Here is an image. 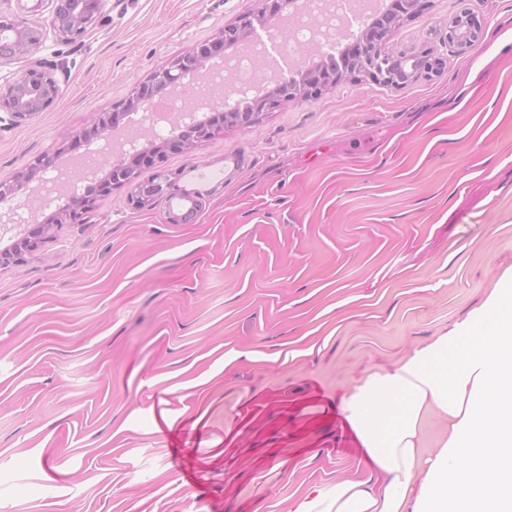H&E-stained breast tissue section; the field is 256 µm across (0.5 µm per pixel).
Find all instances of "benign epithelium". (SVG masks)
<instances>
[{"label":"benign epithelium","mask_w":512,"mask_h":512,"mask_svg":"<svg viewBox=\"0 0 512 512\" xmlns=\"http://www.w3.org/2000/svg\"><path fill=\"white\" fill-rule=\"evenodd\" d=\"M48 2L52 5L51 26L65 42L77 40L88 28L96 25L104 5V0H89V9L76 13L73 0ZM258 2L261 3L258 12L239 15L210 38L196 44L191 53L155 70L150 80L138 84L127 98L114 104L110 114L113 121H108L105 113L98 115L91 125L63 147V151L68 152L78 142H87L90 134L101 142L100 156L107 162L83 172L82 179L91 181L87 188L73 193L69 181L64 188H59L60 175L53 174L57 169L56 156L44 154L30 161L13 179L0 181V199L22 196L34 180L38 181L41 189L51 183L55 189L42 196V207L53 210L55 216L62 214L72 220L78 216V210L89 207L95 198L110 194L116 186L129 185L132 187V204L139 209L150 208L157 197L178 193V174L166 169L162 159L168 153L190 152L199 139L210 134V126L202 125L198 119V114L203 111L209 112L205 121L213 122L215 128L243 127L258 121L263 111L271 107L275 97L283 101L309 100L348 77L403 87L421 74H437L442 70L440 58L428 49L411 54L382 53V45L397 28L418 18L431 7V0H391L394 15H379L356 38L349 39L342 29L336 32V41L345 42L338 51L344 56L341 68H336L335 56L321 53L317 60L304 59L289 77L276 75L268 79L272 88L264 89L262 94L248 89L237 91L238 99L229 104L224 101V94L208 88L207 80L230 74L224 63L243 47L252 44L249 34L254 29V22H273L274 34L282 38L284 46L291 47L298 44L299 32V27L292 20H302L311 9L309 0ZM0 29L13 34L12 40L4 45L0 43V58L28 53L38 48L44 38L40 27L21 16L0 15ZM481 32L482 23L464 9L448 22L444 39L458 51L466 52L478 44ZM166 89L179 91L178 98L186 105L175 113L170 128L159 130L151 122L146 103L153 93ZM60 92L54 66L29 68L13 81L0 85V111L9 112L20 121L26 120L50 108ZM133 114L139 115L135 131L127 133L121 142H114L112 131ZM116 148L125 159L114 164L108 158ZM136 167L155 169L153 187H145L136 181V175L129 172ZM53 228L54 225L49 223L24 225L23 230L13 237L10 249L0 250V267L24 260Z\"/></svg>","instance_id":"7a95c632"}]
</instances>
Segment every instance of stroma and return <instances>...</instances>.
Returning <instances> with one entry per match:
<instances>
[{"instance_id":"obj_1","label":"stroma","mask_w":512,"mask_h":512,"mask_svg":"<svg viewBox=\"0 0 512 512\" xmlns=\"http://www.w3.org/2000/svg\"><path fill=\"white\" fill-rule=\"evenodd\" d=\"M257 7L106 0L65 42L47 2L0 0L44 32L0 84L54 64L61 86L0 112V180ZM464 9L461 53L442 35ZM425 48L439 74L345 79L167 155L193 222L121 186L0 268V512H290L368 477L340 396L512 273V0H433L385 46ZM482 23L479 19L464 9L448 23V30L443 40L455 46L458 51L466 52L474 48L480 39Z\"/></svg>"}]
</instances>
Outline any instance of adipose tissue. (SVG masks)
<instances>
[{"label": "adipose tissue", "mask_w": 512, "mask_h": 512, "mask_svg": "<svg viewBox=\"0 0 512 512\" xmlns=\"http://www.w3.org/2000/svg\"><path fill=\"white\" fill-rule=\"evenodd\" d=\"M380 479L316 489L294 512H512V279L447 334L339 403ZM446 427L423 455L422 421Z\"/></svg>", "instance_id": "obj_1"}]
</instances>
